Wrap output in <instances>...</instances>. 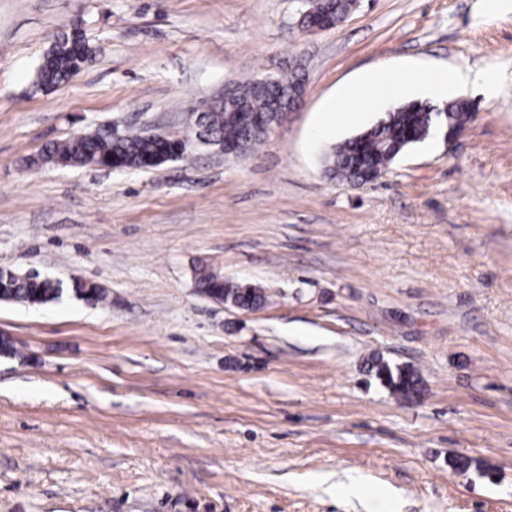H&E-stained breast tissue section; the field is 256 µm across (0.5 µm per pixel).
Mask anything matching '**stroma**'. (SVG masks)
Segmentation results:
<instances>
[{
  "mask_svg": "<svg viewBox=\"0 0 512 512\" xmlns=\"http://www.w3.org/2000/svg\"><path fill=\"white\" fill-rule=\"evenodd\" d=\"M310 0H0V268L61 282L0 301V512H512V9L360 0L305 32ZM81 25L69 83L35 70ZM302 67L299 111L254 150L140 171L33 165L80 134L192 132L230 82ZM453 66L496 91L454 141L381 178L329 179L319 116L370 70ZM262 286L233 308L195 273ZM104 288L90 304L70 290ZM415 368L393 395L371 360ZM472 469H454L456 457ZM367 489L341 496L351 479Z\"/></svg>",
  "mask_w": 512,
  "mask_h": 512,
  "instance_id": "obj_1",
  "label": "stroma"
}]
</instances>
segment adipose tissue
Listing matches in <instances>:
<instances>
[{"instance_id":"adipose-tissue-1","label":"adipose tissue","mask_w":512,"mask_h":512,"mask_svg":"<svg viewBox=\"0 0 512 512\" xmlns=\"http://www.w3.org/2000/svg\"><path fill=\"white\" fill-rule=\"evenodd\" d=\"M468 85L487 93L492 90L486 74L480 71L433 69L398 77L377 69L367 73L358 84L345 87L340 96L329 103L322 118L321 130L326 134L334 132L338 126L356 121L359 113L378 99L393 98L413 88L425 87L448 95Z\"/></svg>"}]
</instances>
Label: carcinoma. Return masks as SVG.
Instances as JSON below:
<instances>
[{
    "label": "carcinoma",
    "instance_id": "1",
    "mask_svg": "<svg viewBox=\"0 0 512 512\" xmlns=\"http://www.w3.org/2000/svg\"><path fill=\"white\" fill-rule=\"evenodd\" d=\"M352 8V0H318L312 7V17L323 18L327 28H333ZM92 55V48L82 29L74 26L57 38L44 53L36 72V82L44 89H54L68 83L83 68ZM281 94L306 85L304 75L292 72L278 78ZM234 109L210 102L204 109L192 113V124L206 125L224 141L240 143L248 150L258 145L264 132L243 122L252 114L265 115L271 111L274 92L256 90L252 84L236 85ZM434 108L417 101L406 103L366 131L331 148L324 156L325 172L333 179L350 183H367L380 178L394 160L409 148L426 141L433 131L444 128L460 130L469 119L471 108L462 99L451 101L438 114ZM188 147L170 137L157 139L135 132L117 139L85 135L46 145L43 158L65 166L96 165L119 169L148 170L154 168L152 159L168 155L174 160L185 156ZM197 288L204 295L226 303H235L243 310H258L267 302L264 289L252 284L224 281V277L201 269L196 277ZM73 291L85 301L95 304L104 299L102 289L95 283L77 281ZM63 289L49 279L32 280L0 269V296L6 300L42 305L61 296ZM375 376L393 393L402 398L415 397L420 392L421 378L410 367L392 368L381 360L372 362Z\"/></svg>",
    "mask_w": 512,
    "mask_h": 512
}]
</instances>
